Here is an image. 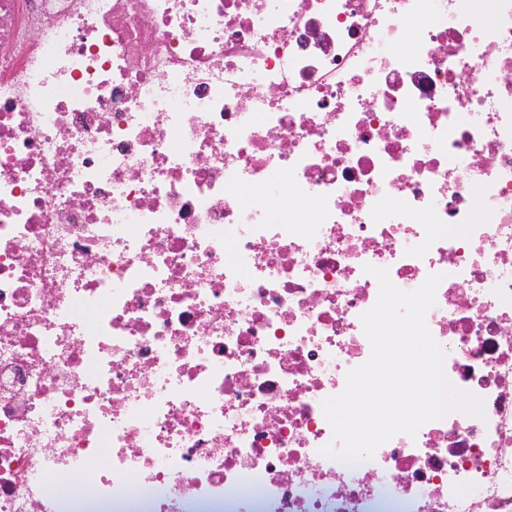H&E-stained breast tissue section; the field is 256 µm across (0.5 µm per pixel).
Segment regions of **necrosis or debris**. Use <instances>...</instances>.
Listing matches in <instances>:
<instances>
[{"label": "necrosis or debris", "mask_w": 512, "mask_h": 512, "mask_svg": "<svg viewBox=\"0 0 512 512\" xmlns=\"http://www.w3.org/2000/svg\"><path fill=\"white\" fill-rule=\"evenodd\" d=\"M368 264L485 416L348 462ZM0 512H512V0H0Z\"/></svg>", "instance_id": "1"}]
</instances>
